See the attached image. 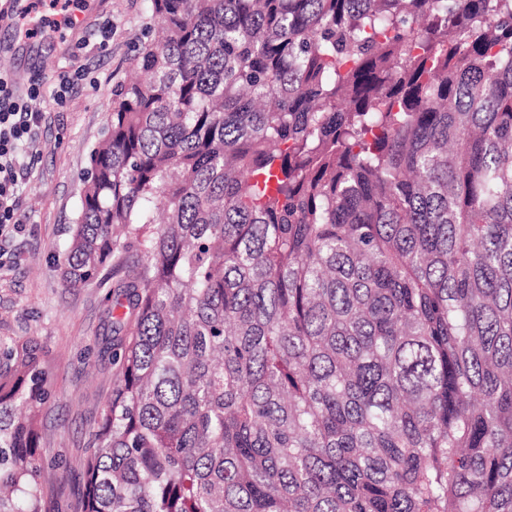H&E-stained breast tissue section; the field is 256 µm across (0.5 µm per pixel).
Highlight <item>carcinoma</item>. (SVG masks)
I'll use <instances>...</instances> for the list:
<instances>
[{
    "label": "carcinoma",
    "mask_w": 512,
    "mask_h": 512,
    "mask_svg": "<svg viewBox=\"0 0 512 512\" xmlns=\"http://www.w3.org/2000/svg\"><path fill=\"white\" fill-rule=\"evenodd\" d=\"M68 288L133 256L82 512H512V0H150ZM0 340V512H61Z\"/></svg>",
    "instance_id": "carcinoma-1"
}]
</instances>
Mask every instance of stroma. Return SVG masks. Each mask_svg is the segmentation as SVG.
<instances>
[{
	"label": "stroma",
	"mask_w": 512,
	"mask_h": 512,
	"mask_svg": "<svg viewBox=\"0 0 512 512\" xmlns=\"http://www.w3.org/2000/svg\"><path fill=\"white\" fill-rule=\"evenodd\" d=\"M23 13L16 28L0 29V73L18 89L39 81L45 92L39 139L30 147L31 176L23 188L26 221L21 232L0 240V339L36 336L49 350L52 397L41 424L47 448L66 477V512H81L84 478L79 458L100 401L110 391L116 366L100 348L112 331L108 291L98 284L65 287L60 266L83 191L88 152L99 141L112 108V90L127 73L154 21L148 0H81L71 29L42 24L48 4L7 0ZM111 25L107 48L101 29ZM82 70L87 78L65 107L51 92L60 75Z\"/></svg>",
	"instance_id": "1"
}]
</instances>
